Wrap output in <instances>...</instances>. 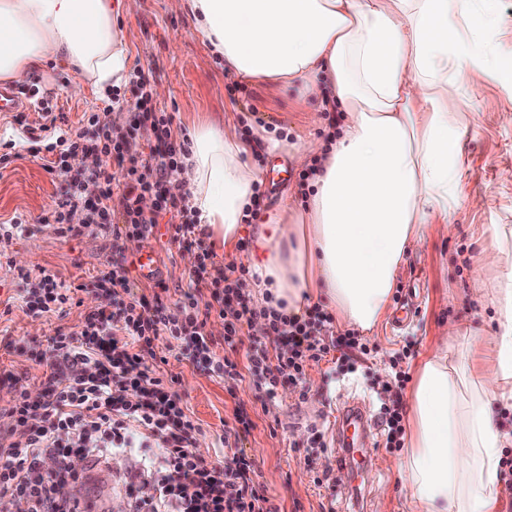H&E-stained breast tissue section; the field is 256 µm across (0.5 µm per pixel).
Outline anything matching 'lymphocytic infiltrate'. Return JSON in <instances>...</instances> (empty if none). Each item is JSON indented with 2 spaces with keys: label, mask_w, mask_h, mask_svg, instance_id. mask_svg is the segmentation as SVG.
Wrapping results in <instances>:
<instances>
[{
  "label": "lymphocytic infiltrate",
  "mask_w": 512,
  "mask_h": 512,
  "mask_svg": "<svg viewBox=\"0 0 512 512\" xmlns=\"http://www.w3.org/2000/svg\"><path fill=\"white\" fill-rule=\"evenodd\" d=\"M153 123L158 143L149 148L133 144L128 135L106 123L99 124L94 145H87L83 134L68 136L70 155L91 148L115 158L118 168L112 171L102 165L66 180L52 218L67 236L104 230L111 221L109 201L116 186L126 193L122 222L127 235L148 239L160 216L177 218L176 234L198 247L196 282L211 288L219 305L232 310V319L224 326L225 343L234 344L240 325L264 322L265 337L251 343L246 368L265 396L274 398L279 383H303L307 363L327 357L330 346L325 337L332 319L316 307L286 316L242 295L238 282L245 268L216 265L197 224L184 220L186 194L171 178L184 146L172 138L170 116L154 117ZM147 194L157 200L149 212L140 205ZM79 209L85 212L81 224H67V215ZM128 273L126 255L113 247L105 269L96 276L98 284L112 289L111 308L89 312L78 332L52 337L56 361L39 395H12L7 410L24 432L15 443L0 448V512H10L16 500L24 501L28 512H78V498L59 492L63 484L79 482L71 466L72 453L90 461L115 450L153 446L158 454L143 468L126 473L127 480L148 491L131 503V512H279L261 492L241 449L225 446L220 464L194 452L198 423L181 406L171 380L145 363L144 354L151 351L153 341L168 336L188 340L190 358L210 374L236 375V363L212 350L197 299L186 294L182 315H169L162 302L152 303L137 294ZM37 280V287L24 291L26 306L47 313L71 301V288L47 270H40ZM269 336L276 338L277 347H267ZM49 456L56 463L50 476L42 471Z\"/></svg>",
  "instance_id": "obj_1"
}]
</instances>
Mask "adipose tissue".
I'll list each match as a JSON object with an SVG mask.
<instances>
[{
  "instance_id": "obj_1",
  "label": "adipose tissue",
  "mask_w": 512,
  "mask_h": 512,
  "mask_svg": "<svg viewBox=\"0 0 512 512\" xmlns=\"http://www.w3.org/2000/svg\"><path fill=\"white\" fill-rule=\"evenodd\" d=\"M226 72L327 95L348 119L311 185L307 205L284 203L261 252L243 254L260 291L300 313L325 296L339 320L373 330L386 312L407 252L432 218L460 199L463 95L448 92V64L464 53L440 34L459 0H175ZM122 0H0V79L15 81L52 59L84 85L119 83L131 64L116 20ZM174 180H188L202 228L232 247L257 172L245 146L219 124L199 126ZM472 270L499 330L466 336L422 360L409 403L399 471L412 512H498L500 451L512 433L493 404L512 401V225ZM484 362H476V354Z\"/></svg>"
}]
</instances>
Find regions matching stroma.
<instances>
[{"label":"stroma","mask_w":512,"mask_h":512,"mask_svg":"<svg viewBox=\"0 0 512 512\" xmlns=\"http://www.w3.org/2000/svg\"><path fill=\"white\" fill-rule=\"evenodd\" d=\"M119 31L131 68L117 92L86 87L73 92L75 74L66 66L45 61L18 87L32 88L62 113L61 129L80 128L86 138L95 129L86 116L114 105L128 128L135 111L133 89L138 75L148 79L150 107L172 118L174 139L196 125L216 121L236 134L250 152L248 161L261 169L260 208L254 223L240 235L255 239L258 225L279 223L283 202L299 193L302 171L287 153H267L266 133H276L288 144L325 142L339 131L345 115L324 109L316 98L303 99L296 91L262 81L244 82L235 89L224 73V60L197 37L191 19L174 11L171 0H123ZM466 17L448 30L452 40L477 43L487 63L470 60L448 69L449 91H463L466 106L461 118L462 153L460 202L447 223L435 225L426 243L410 250L400 265L386 314L364 338L369 354L348 350L344 362H321L307 367L303 384H282L273 400H262L255 380L245 372V354L258 334L242 327L234 346L224 343V319L211 313L205 326L217 356L241 366L239 376L216 377L181 356L183 341L161 337L153 344L163 358L162 373L175 377L174 385L202 431L195 451L209 460L224 457V431L239 429L237 445L251 460L259 482L280 512H411L409 492L400 475L402 450L386 448V432L374 442L379 466L351 470L340 466L342 450L333 426L336 408L347 402L365 404L369 415L381 417L379 391L394 367L415 373L418 364L452 336L458 323L472 325L483 338L497 330L489 296L475 291L471 270L484 249L493 243L491 225H512V88L500 84L496 70L512 67V0H468ZM43 123L41 112H16L0 117V144L15 145L16 158L0 167V223L13 216L26 222L0 258V376L12 375L14 387L36 391L53 365L48 339L56 332L77 330L87 312L112 301L109 289L94 280L120 244L127 256L150 246L158 257L155 279L135 278L140 293L161 298L168 313L180 312L185 292L199 305L212 303L209 288L195 285L193 250L177 239L174 225L160 223L149 241L113 238L111 232L76 238L60 235L56 224L45 223L55 207L62 177L48 173L30 138L29 129ZM54 274L57 281L77 287L73 304L40 315L28 310L17 295L20 272ZM412 308L406 326L394 328L401 308ZM246 417L247 430L238 419ZM131 466L128 455L116 453L93 467H80L84 486L90 487L81 507L87 512H110L129 505L135 486L123 483Z\"/></svg>","instance_id":"1"}]
</instances>
